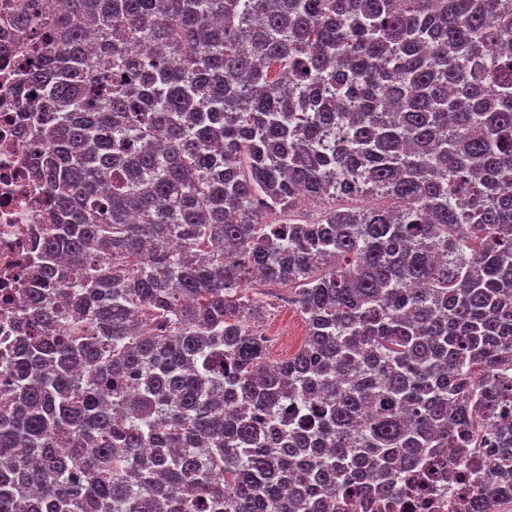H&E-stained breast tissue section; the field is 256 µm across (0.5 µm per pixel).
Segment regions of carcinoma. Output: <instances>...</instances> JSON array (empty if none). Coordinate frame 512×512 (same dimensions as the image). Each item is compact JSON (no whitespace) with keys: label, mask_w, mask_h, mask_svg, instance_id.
Wrapping results in <instances>:
<instances>
[{"label":"carcinoma","mask_w":512,"mask_h":512,"mask_svg":"<svg viewBox=\"0 0 512 512\" xmlns=\"http://www.w3.org/2000/svg\"><path fill=\"white\" fill-rule=\"evenodd\" d=\"M18 24L49 228L0 356V512H385L467 456L473 508L512 497V0ZM258 283L307 325L286 361Z\"/></svg>","instance_id":"carcinoma-1"}]
</instances>
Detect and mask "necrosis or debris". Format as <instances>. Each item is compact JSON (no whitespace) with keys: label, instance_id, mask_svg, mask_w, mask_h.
I'll list each match as a JSON object with an SVG mask.
<instances>
[{"label":"necrosis or debris","instance_id":"obj_1","mask_svg":"<svg viewBox=\"0 0 512 512\" xmlns=\"http://www.w3.org/2000/svg\"><path fill=\"white\" fill-rule=\"evenodd\" d=\"M29 8L28 0H0V342L15 333L17 293L30 261L32 235L48 222L22 133L29 115L19 109L22 91L17 73L22 61L17 52L28 35L15 29L12 16L15 10ZM476 487L465 466L445 462L424 488L420 504L404 512H467L465 503Z\"/></svg>","mask_w":512,"mask_h":512}]
</instances>
